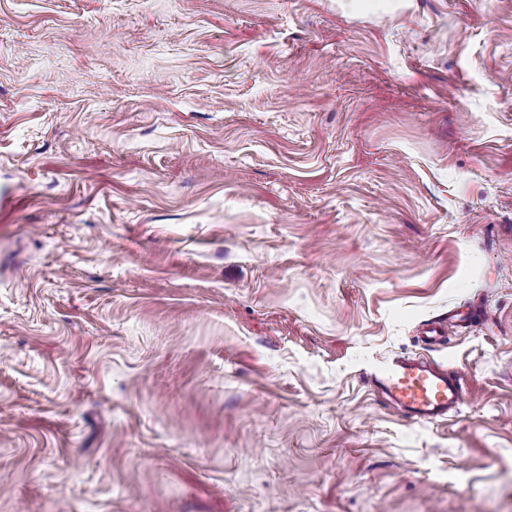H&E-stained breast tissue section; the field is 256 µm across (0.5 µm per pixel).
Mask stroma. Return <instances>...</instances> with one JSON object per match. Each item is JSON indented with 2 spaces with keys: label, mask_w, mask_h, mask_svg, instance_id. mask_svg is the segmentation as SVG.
I'll use <instances>...</instances> for the list:
<instances>
[{
  "label": "stroma",
  "mask_w": 512,
  "mask_h": 512,
  "mask_svg": "<svg viewBox=\"0 0 512 512\" xmlns=\"http://www.w3.org/2000/svg\"><path fill=\"white\" fill-rule=\"evenodd\" d=\"M0 512H512V0H0ZM382 390L414 419L445 417L457 407L462 385L453 372L417 360L398 358L374 374Z\"/></svg>",
  "instance_id": "stroma-1"
}]
</instances>
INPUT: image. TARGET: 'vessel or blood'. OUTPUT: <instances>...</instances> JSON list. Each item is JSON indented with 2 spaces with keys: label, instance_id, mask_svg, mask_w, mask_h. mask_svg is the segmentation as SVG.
<instances>
[{
  "label": "vessel or blood",
  "instance_id": "b4317fda",
  "mask_svg": "<svg viewBox=\"0 0 512 512\" xmlns=\"http://www.w3.org/2000/svg\"><path fill=\"white\" fill-rule=\"evenodd\" d=\"M375 380L413 419L445 417L457 407L462 394L461 382L453 372L405 358L386 362L377 370Z\"/></svg>",
  "mask_w": 512,
  "mask_h": 512
}]
</instances>
